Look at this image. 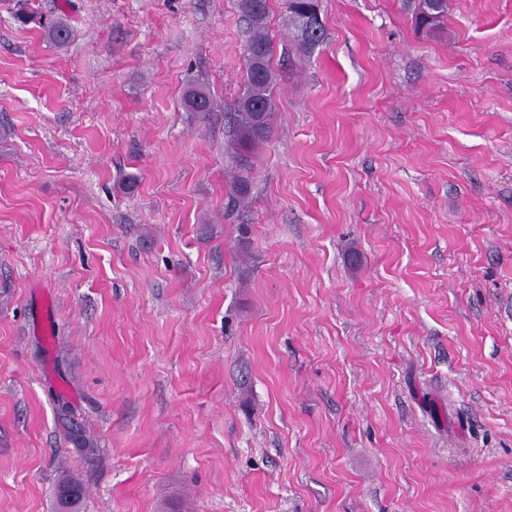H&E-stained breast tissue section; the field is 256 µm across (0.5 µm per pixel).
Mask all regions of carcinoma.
<instances>
[{
    "mask_svg": "<svg viewBox=\"0 0 512 512\" xmlns=\"http://www.w3.org/2000/svg\"><path fill=\"white\" fill-rule=\"evenodd\" d=\"M269 0H238V6L249 22L246 42L250 57L246 58L247 80L245 89L236 102V112L231 117L230 144L239 174L233 181L234 199L243 201L248 194V158L271 132L273 116L277 109L276 77L271 69L272 41L268 33L267 18ZM319 0H294L288 8V24L294 30L298 50L311 53L324 36V25L313 28L306 18L319 12ZM448 12V0H419L417 14L427 13L432 20L426 30L440 27ZM16 19L23 23H35L40 28L44 41L62 47L70 42L74 30L62 19H43L24 8L16 12ZM182 106L187 112H209L213 100L209 93L197 86L188 87L182 96ZM60 420L67 438L88 458L96 454L92 440L78 426L69 405L60 408ZM56 494L70 498L71 512H79L86 494L83 482L70 474L61 475Z\"/></svg>",
    "mask_w": 512,
    "mask_h": 512,
    "instance_id": "carcinoma-1",
    "label": "carcinoma"
}]
</instances>
